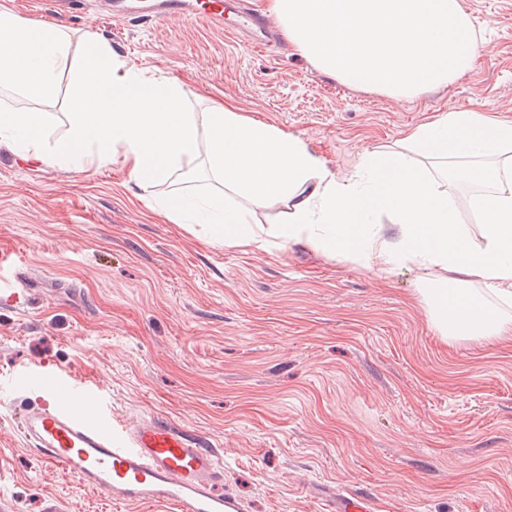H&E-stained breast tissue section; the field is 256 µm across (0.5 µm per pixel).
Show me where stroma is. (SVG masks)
<instances>
[{
	"instance_id": "1",
	"label": "stroma",
	"mask_w": 512,
	"mask_h": 512,
	"mask_svg": "<svg viewBox=\"0 0 512 512\" xmlns=\"http://www.w3.org/2000/svg\"><path fill=\"white\" fill-rule=\"evenodd\" d=\"M480 34L455 83L396 101L319 73L288 42L252 45L200 22L117 19L102 0L60 16L53 0H0L21 19L67 29L44 143L62 140L83 32L126 65L187 85L190 107L233 99L294 132L342 178L364 147L397 148L408 127L477 110L512 120V0H462ZM204 157L158 191L219 190ZM153 212L121 160L76 172L0 145V512H161L111 502L40 464L20 436L24 366L67 369L101 388L113 421L155 416L202 436L224 489L249 512H324L332 491L375 512H512V341H445L429 322L421 272L378 274L272 242L210 245Z\"/></svg>"
}]
</instances>
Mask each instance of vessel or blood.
I'll use <instances>...</instances> for the list:
<instances>
[{"mask_svg": "<svg viewBox=\"0 0 512 512\" xmlns=\"http://www.w3.org/2000/svg\"><path fill=\"white\" fill-rule=\"evenodd\" d=\"M114 13L152 22L175 19L227 25L226 0H113ZM14 395L40 392L26 406L21 433L28 448L50 469L62 470L80 487L131 505H164L169 512H248L224 489V470L198 435L173 423L146 418L114 425L96 386L68 371L27 366L11 377ZM330 512H373L370 498L336 495Z\"/></svg>", "mask_w": 512, "mask_h": 512, "instance_id": "b4317fda", "label": "vessel or blood"}]
</instances>
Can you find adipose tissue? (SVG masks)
I'll use <instances>...</instances> for the list:
<instances>
[{"mask_svg":"<svg viewBox=\"0 0 512 512\" xmlns=\"http://www.w3.org/2000/svg\"><path fill=\"white\" fill-rule=\"evenodd\" d=\"M70 34L0 10V89L41 99L55 85ZM77 116L65 140L44 146L40 112L0 110V142L82 171L121 157L154 210L176 224L203 223L209 243L242 251L276 238L305 242L381 273L423 270L422 294L433 326L449 339L512 340V120L478 111L451 112L408 129L395 150L364 149L357 171L337 180L295 133L217 101L198 127L181 84L145 78L119 62L97 35L84 33ZM205 155L223 189L204 196H155L156 185L183 161ZM448 163L438 184L428 165ZM480 186L477 226L462 224L457 182ZM238 201H229V193ZM284 204L281 224L259 223L253 205ZM393 236H385L384 225Z\"/></svg>","mask_w":512,"mask_h":512,"instance_id":"ef3b65f1","label":"adipose tissue"}]
</instances>
